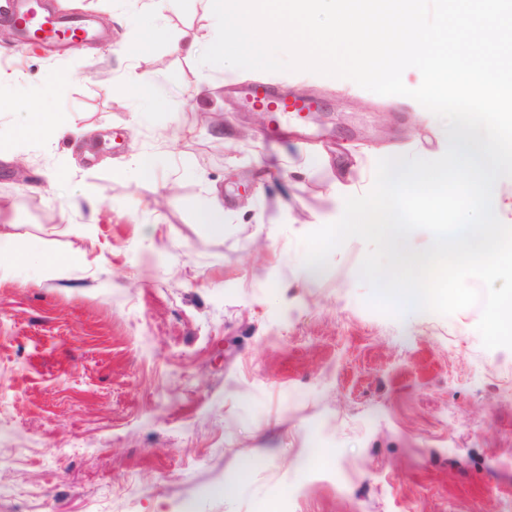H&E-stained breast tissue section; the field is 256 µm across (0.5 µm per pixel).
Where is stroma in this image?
I'll return each mask as SVG.
<instances>
[{
  "mask_svg": "<svg viewBox=\"0 0 512 512\" xmlns=\"http://www.w3.org/2000/svg\"><path fill=\"white\" fill-rule=\"evenodd\" d=\"M47 2L100 37L0 35V221L27 255L54 228L72 261L45 283L29 258L0 269V512H512V348L483 346L480 306L371 310L358 238L304 264L378 159L445 152L442 120L344 78L200 64L174 49L206 32L200 0L158 39L151 13L121 24L137 0ZM253 81L321 106L276 122L225 97ZM26 99L89 136L21 138ZM127 80L128 85L137 95L149 97L158 103L156 83L148 72L133 70L128 74ZM203 224H206L210 231L216 235L224 233V206L217 200L211 198L205 202L200 212Z\"/></svg>",
  "mask_w": 512,
  "mask_h": 512,
  "instance_id": "1",
  "label": "stroma"
}]
</instances>
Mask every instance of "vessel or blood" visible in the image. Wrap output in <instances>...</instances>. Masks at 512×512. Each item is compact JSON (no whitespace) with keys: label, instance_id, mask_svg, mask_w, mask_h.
I'll list each match as a JSON object with an SVG mask.
<instances>
[{"label":"vessel or blood","instance_id":"b4317fda","mask_svg":"<svg viewBox=\"0 0 512 512\" xmlns=\"http://www.w3.org/2000/svg\"><path fill=\"white\" fill-rule=\"evenodd\" d=\"M11 21L23 40L51 26L62 28L63 37L55 42L56 47L61 49L67 48L71 42L89 38L94 33L89 18L61 17L42 12L38 0H12ZM236 93L244 104L258 105L268 112H310L317 105L316 100L288 97L263 82L240 86Z\"/></svg>","mask_w":512,"mask_h":512}]
</instances>
